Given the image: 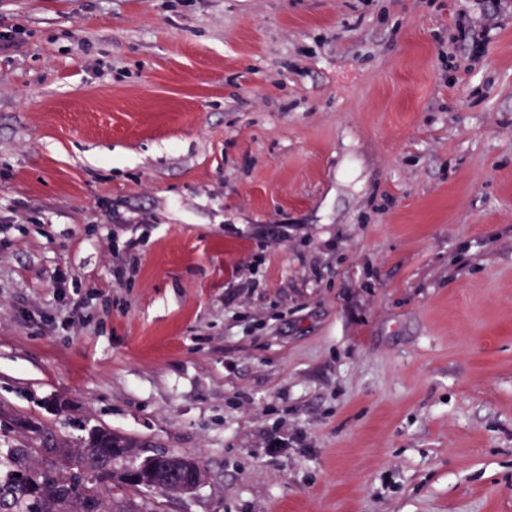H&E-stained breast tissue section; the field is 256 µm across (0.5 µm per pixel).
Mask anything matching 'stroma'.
Listing matches in <instances>:
<instances>
[{
	"instance_id": "1",
	"label": "stroma",
	"mask_w": 512,
	"mask_h": 512,
	"mask_svg": "<svg viewBox=\"0 0 512 512\" xmlns=\"http://www.w3.org/2000/svg\"><path fill=\"white\" fill-rule=\"evenodd\" d=\"M0 17V448L64 400L203 464L157 512H512V0Z\"/></svg>"
}]
</instances>
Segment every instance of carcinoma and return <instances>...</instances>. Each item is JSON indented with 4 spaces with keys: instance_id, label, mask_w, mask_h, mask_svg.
<instances>
[{
    "instance_id": "carcinoma-1",
    "label": "carcinoma",
    "mask_w": 512,
    "mask_h": 512,
    "mask_svg": "<svg viewBox=\"0 0 512 512\" xmlns=\"http://www.w3.org/2000/svg\"><path fill=\"white\" fill-rule=\"evenodd\" d=\"M17 443L0 453V512H153L154 490L125 478L128 465L154 466L149 478L174 490L205 474L194 458L142 445L106 427L74 446L55 429L18 415Z\"/></svg>"
}]
</instances>
